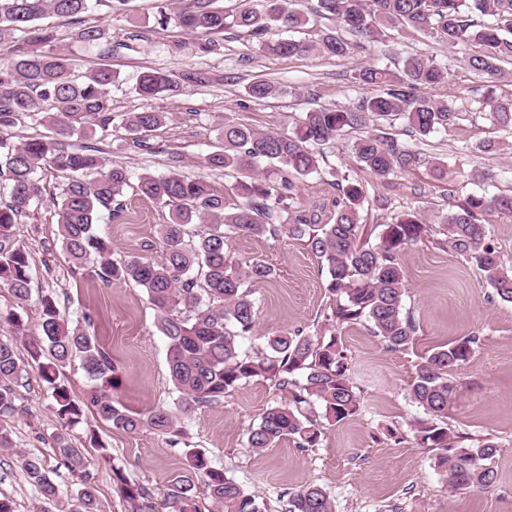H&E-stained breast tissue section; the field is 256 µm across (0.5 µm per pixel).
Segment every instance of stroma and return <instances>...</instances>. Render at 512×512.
I'll return each mask as SVG.
<instances>
[{"mask_svg": "<svg viewBox=\"0 0 512 512\" xmlns=\"http://www.w3.org/2000/svg\"><path fill=\"white\" fill-rule=\"evenodd\" d=\"M160 9L161 0H129L125 15L109 23L112 39L119 44L109 55L79 42L72 20L49 16L42 21L54 34V49L66 52L82 68L107 66L117 73L109 93L113 111L171 113L172 122L148 133L144 150L130 147V136L121 128L92 138V145L106 150L108 163L123 164L134 175L145 169L166 173L170 155L177 153L183 158L184 174H205L216 190H223L233 184L232 175L201 171L197 160L217 146L225 120L281 131L306 109L304 98L291 93L245 102L244 87L250 80L259 75L275 78L290 88L317 91L322 104H346L356 96L349 82L351 69L369 60L365 54L342 60L276 57L262 53L255 40L233 30L225 32L217 50L199 54L193 36L175 23L159 24ZM191 67L207 72L209 82L151 100L133 91L144 71L160 68L177 73ZM504 137L481 113H463L453 129L415 142L423 159L419 168L380 181L356 167L349 151L351 138L346 135L328 150V171L302 182L300 203L309 211H332L336 190L328 183L329 172L350 175L368 188L364 233L374 240L382 224L397 213L416 207L433 214L447 211L450 192L490 196L512 192V157L479 148L485 140ZM441 160L451 168L444 181L433 175L435 163ZM40 179L41 199L15 226L17 240L30 250L33 297L20 309L10 291L0 288V313L19 310L28 333H35L37 297L53 294L66 318L91 316L96 336L112 357L115 400L139 411L172 407L176 395L169 380L166 340L146 291L128 281L106 286L71 266L53 205L61 180L49 171L42 172ZM167 216V209L130 192L121 216L103 218L96 230L111 238L115 255L154 258L160 253L156 229ZM226 249L241 261L264 260L275 271L269 282L252 287L256 333L240 338L241 351L255 349L260 335L298 328L310 331L323 321L330 303L325 276L305 240L284 234L233 236ZM401 263L405 304L419 325L413 349H387L363 322L342 331L341 340L352 358L350 376L361 389L359 413L336 424L324 423L318 447L302 451L286 440L256 454L246 444L248 431L266 408L282 399L281 392L263 379L239 386L221 401L196 407L183 420L186 442L177 446L168 435L149 429L129 434L86 412L72 430L71 441L90 462L103 512H126L120 492L125 480L148 487L156 512H167L165 502L175 478L185 472L184 450L189 446L259 496L268 512H285L282 493L312 482L327 490L335 512H512V303L495 298L473 263L439 248L434 239L408 247ZM472 334L479 336V346L452 374L457 390L448 406L447 423L451 432L500 442L494 462L497 481L482 493L466 488L449 491L433 452L414 437L411 425L423 411L406 396L421 355ZM19 393L16 410L6 418L15 446L8 451L0 448V495L14 501L16 512H33L36 494L23 479L22 455H42L64 491L74 492L77 478L54 452L53 398L38 372H29ZM392 429L398 439H390ZM93 434L108 446L113 464L99 462L89 440Z\"/></svg>", "mask_w": 512, "mask_h": 512, "instance_id": "1", "label": "stroma"}]
</instances>
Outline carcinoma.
<instances>
[{
    "mask_svg": "<svg viewBox=\"0 0 512 512\" xmlns=\"http://www.w3.org/2000/svg\"><path fill=\"white\" fill-rule=\"evenodd\" d=\"M128 0H0V126L15 127L27 121L40 123L50 134L25 137L17 142L0 137V287L12 293L18 305L31 298L29 250L15 239V224L31 204L41 198L39 173L63 178L60 200L54 203L62 247L73 267L109 286L132 281L145 288L157 310V326L167 340L170 380L177 393L175 405L187 415L194 406L218 402L239 385L265 379L287 398L268 407L247 436V446L265 452L286 439L306 451L320 442L321 430L313 408L322 417L341 422L360 411L359 388L349 376L350 357L336 334L329 337L297 329L264 337L263 348L246 354L237 338L252 333L256 309L248 285L270 280L274 270L264 261L240 262L225 245L229 237L250 234L275 236L286 232L307 239L326 274L332 295L325 327L341 328L366 322L387 349L406 352L413 347L417 323L406 311V284L401 252L417 243L437 224L439 245L473 262L493 295L512 303V266L488 240L483 221L490 212L512 216V195L467 193L449 203L448 211L427 215L421 210L403 212L385 224L374 245L360 240L361 212L367 203L366 185L342 177L334 209L318 229L315 217L298 203L304 178L320 172L326 149L348 132L361 131L350 145L356 166L381 180L409 173L421 162V153L384 131L383 124L402 120L409 136L424 140L458 125L465 108L454 95L430 96L426 90L446 87L452 81L448 64L426 53H397L393 66L368 63L350 74L362 95L344 106L314 104L284 132L261 129L234 121L220 131L222 148L206 154L202 167L237 174L229 201L202 176L181 171L182 156L170 157L168 172L147 169L137 176V195L169 210V220L158 225L162 255L156 259L113 258L112 241L96 232L104 211L112 216L123 209L131 187L129 171L106 165L102 151L71 142L96 132L106 135L119 123L132 135L133 146L147 147L143 134L172 120L167 112L112 113L108 90L118 80L109 68L79 69L68 54L51 51L54 37L37 21L53 14L79 22L90 4L112 18L125 10ZM217 0H190L174 12L179 27L196 39L197 51L208 54L224 32L234 29L259 40V50L274 56L343 59L367 51L382 41L385 30L404 37L433 38L450 49L468 53L464 66L481 79L477 103L488 110L493 126L512 130V95L496 93L512 66V0H317L311 12L302 0H238L226 10ZM335 22L314 42L288 37L274 42L261 36L272 26L295 32L310 16ZM76 38L91 48L112 51L104 26L78 28ZM208 81L206 72L186 69L176 75L155 70L143 72L134 85L143 99H153L178 86ZM288 92L279 81L258 76L245 87L252 100H265ZM92 318L71 322L55 299H40L38 335L18 344L0 341V448L14 447L11 429L3 416L19 399L18 387L29 369H37L52 391L59 429L54 451L80 476L75 493L62 497L50 478L44 459L36 453L23 456L22 470L37 493V501L56 506L58 512H101V501L86 458L69 438L91 406L112 427L128 433L143 429L175 437L184 432L178 415L167 408L146 413L128 410L112 399L114 366L97 336L89 331ZM479 337L462 336L438 346L416 365L408 388L410 400L426 418L412 425L424 448L439 451L436 458L451 489L490 488L497 479L492 461L501 444L486 439L463 445L460 436L440 421L447 414L455 384L449 373L466 363L478 347ZM80 357L88 377L99 382L86 398H75L59 381V367ZM189 474L176 480L168 498L170 512H200L197 481H203L217 512H267L258 497L225 471L211 467L204 454L185 451ZM122 495L130 512H154L150 491L143 484L124 483ZM288 512H334L329 494L309 483L286 492Z\"/></svg>",
    "mask_w": 512,
    "mask_h": 512,
    "instance_id": "obj_1",
    "label": "carcinoma"
}]
</instances>
